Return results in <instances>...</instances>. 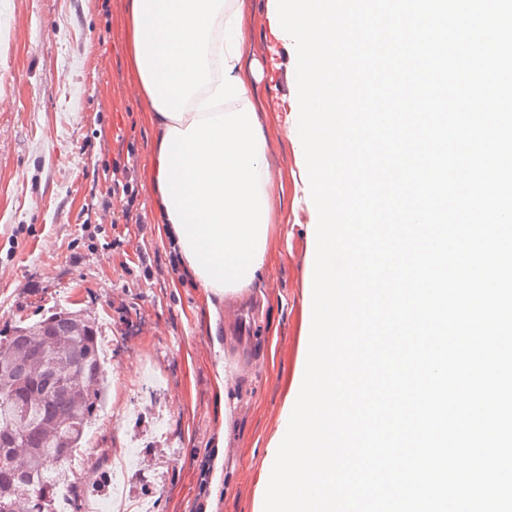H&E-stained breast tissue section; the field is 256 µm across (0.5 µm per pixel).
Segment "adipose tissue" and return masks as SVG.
<instances>
[{
    "instance_id": "ef3b65f1",
    "label": "adipose tissue",
    "mask_w": 512,
    "mask_h": 512,
    "mask_svg": "<svg viewBox=\"0 0 512 512\" xmlns=\"http://www.w3.org/2000/svg\"><path fill=\"white\" fill-rule=\"evenodd\" d=\"M135 58L158 135L160 220L187 273L242 293L271 226L267 140L243 76L235 0H131Z\"/></svg>"
}]
</instances>
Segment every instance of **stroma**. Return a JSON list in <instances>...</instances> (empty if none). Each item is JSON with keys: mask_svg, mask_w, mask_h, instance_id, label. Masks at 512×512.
Instances as JSON below:
<instances>
[{"mask_svg": "<svg viewBox=\"0 0 512 512\" xmlns=\"http://www.w3.org/2000/svg\"><path fill=\"white\" fill-rule=\"evenodd\" d=\"M237 2L272 207L264 273L239 299L199 287L157 221L153 114L124 92L141 83L129 0H0V330L63 305L106 321L109 396L78 479L94 483L100 449L156 446L153 512H263L260 474L306 364L317 211L299 104L254 57L282 33L277 0ZM116 167L143 223L123 219ZM141 375L152 391L128 390Z\"/></svg>", "mask_w": 512, "mask_h": 512, "instance_id": "obj_1", "label": "stroma"}]
</instances>
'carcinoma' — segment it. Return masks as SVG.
I'll use <instances>...</instances> for the list:
<instances>
[{"label":"carcinoma","instance_id":"cac0c4a2","mask_svg":"<svg viewBox=\"0 0 512 512\" xmlns=\"http://www.w3.org/2000/svg\"><path fill=\"white\" fill-rule=\"evenodd\" d=\"M102 336L67 308L0 334V503L55 512V452L81 446L106 401Z\"/></svg>","mask_w":512,"mask_h":512}]
</instances>
